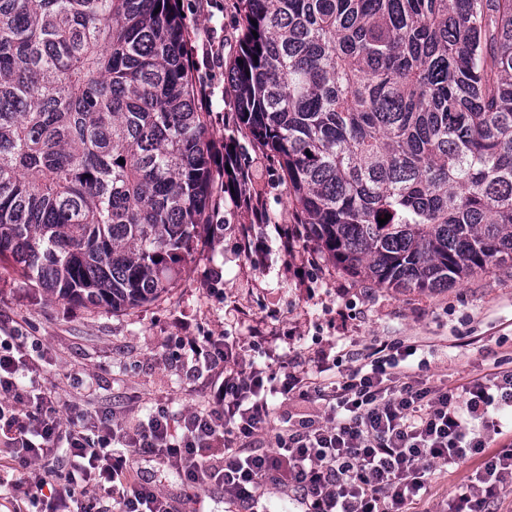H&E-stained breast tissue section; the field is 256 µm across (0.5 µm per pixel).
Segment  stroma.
Wrapping results in <instances>:
<instances>
[{
  "instance_id": "1",
  "label": "stroma",
  "mask_w": 512,
  "mask_h": 512,
  "mask_svg": "<svg viewBox=\"0 0 512 512\" xmlns=\"http://www.w3.org/2000/svg\"><path fill=\"white\" fill-rule=\"evenodd\" d=\"M187 19L193 45L220 40L225 60L235 57L238 0H217L208 12H191ZM235 140L242 159L259 172L254 188L268 221L251 223L224 199L195 239L192 261L158 300L118 311L57 301L14 271L12 262H0V330L34 339L44 385L61 411L90 408L120 424L145 419L159 403L179 422L185 411L203 406L218 377L216 368L182 350L181 339L220 337L236 344L244 360L261 365L265 344L254 338L257 329L279 335V351L337 357L338 369L325 373L329 379L351 367L349 352L395 338L423 344L420 375L451 387L497 364L512 369V268L431 293L370 287L324 259L298 267L275 231L295 221L281 171L249 135L236 133ZM245 237L260 244V253L244 252ZM133 467L157 485L175 512H235L220 488L187 487L158 459L138 457ZM475 468L470 460L454 472L432 473L427 495L410 512H445Z\"/></svg>"
}]
</instances>
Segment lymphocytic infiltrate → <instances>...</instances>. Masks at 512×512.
<instances>
[{"label":"lymphocytic infiltrate","instance_id":"lymphocytic-infiltrate-1","mask_svg":"<svg viewBox=\"0 0 512 512\" xmlns=\"http://www.w3.org/2000/svg\"><path fill=\"white\" fill-rule=\"evenodd\" d=\"M195 70L199 111H209L213 79L224 53L203 47ZM230 166L232 200L256 223L266 214L246 187L253 167L233 151L218 155ZM414 342H381L353 354V369L330 383L305 367L302 354H282L263 367L242 364L220 340L193 356L224 374L208 395L207 408L188 412L172 430L165 407L148 424L113 425L91 409L61 418L40 371L19 333L0 335V446L15 450L21 473L0 469V487L22 490L13 512H171L169 501L150 483L136 479L128 455L148 453L174 469L188 485L221 486L226 502L247 507L265 486L287 492L298 512H403L426 491V475L457 469L466 460L480 465L454 498V512H493L512 485V450L491 449L503 436L500 418L512 412V371H500L449 388L413 375L408 360ZM287 400L321 402L313 414L272 416L266 392ZM274 430V445L255 439ZM73 461L57 467L60 451ZM103 487L106 497L89 494Z\"/></svg>","mask_w":512,"mask_h":512}]
</instances>
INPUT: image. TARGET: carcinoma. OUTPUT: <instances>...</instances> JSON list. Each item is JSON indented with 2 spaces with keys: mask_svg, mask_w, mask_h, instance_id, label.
I'll return each mask as SVG.
<instances>
[{
  "mask_svg": "<svg viewBox=\"0 0 512 512\" xmlns=\"http://www.w3.org/2000/svg\"><path fill=\"white\" fill-rule=\"evenodd\" d=\"M243 2L237 122L316 251L409 291L512 264V0ZM188 39L178 0H0V259L50 298L139 307L191 255Z\"/></svg>",
  "mask_w": 512,
  "mask_h": 512,
  "instance_id": "carcinoma-1",
  "label": "carcinoma"
}]
</instances>
